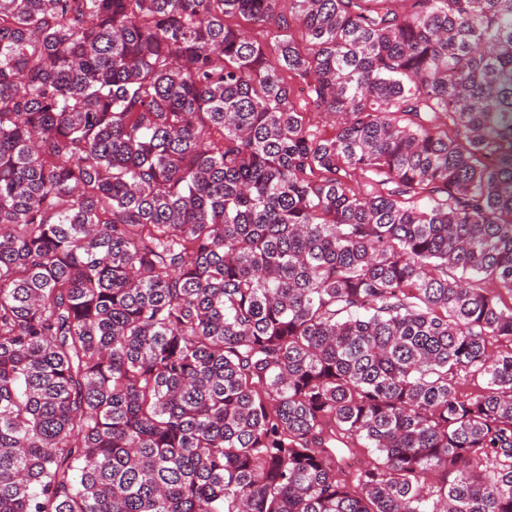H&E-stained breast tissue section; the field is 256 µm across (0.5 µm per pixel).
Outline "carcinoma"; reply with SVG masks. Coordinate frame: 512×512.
<instances>
[{"mask_svg": "<svg viewBox=\"0 0 512 512\" xmlns=\"http://www.w3.org/2000/svg\"><path fill=\"white\" fill-rule=\"evenodd\" d=\"M0 512H512V0H0Z\"/></svg>", "mask_w": 512, "mask_h": 512, "instance_id": "1", "label": "carcinoma"}]
</instances>
